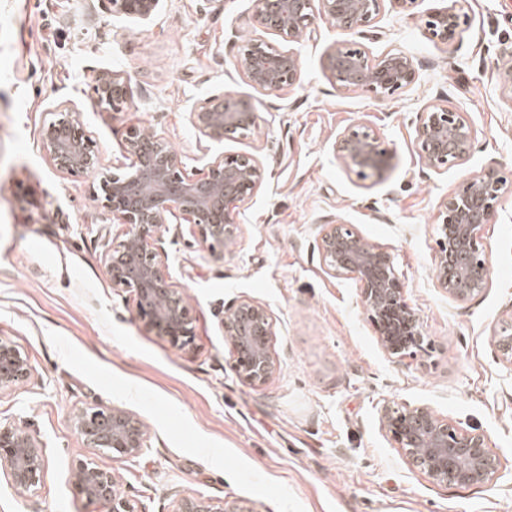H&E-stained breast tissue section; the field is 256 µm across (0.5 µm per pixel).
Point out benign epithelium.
Masks as SVG:
<instances>
[{"label":"benign epithelium","instance_id":"benign-epithelium-1","mask_svg":"<svg viewBox=\"0 0 512 512\" xmlns=\"http://www.w3.org/2000/svg\"><path fill=\"white\" fill-rule=\"evenodd\" d=\"M393 2L410 17L420 0H254V21L267 29L270 11L278 16L271 28L282 48L273 55L262 35L247 41L240 66L247 81L259 91L278 92L300 79L294 44L319 19L339 31L369 27ZM97 9L112 17L151 21L161 0H95ZM451 5L420 16L431 39L452 41L466 19L463 8ZM325 68L340 89H361L381 101L414 85L415 62L400 52L371 55L350 40L336 42L326 54ZM97 103L105 112L128 100V79L118 72L97 74ZM256 109L228 93L224 107L203 106L189 112L199 139L222 142L224 137L250 131L257 124ZM476 140V129L465 113L439 101L418 113L414 148L425 167L441 173L464 164ZM40 147L49 162L66 174L94 175L93 199L123 226L122 239L103 236L102 260L113 287L128 290L136 299L143 325L176 349L193 344L196 317L183 287L170 281L164 269L167 255L150 242L159 231L189 232L206 250L215 253L239 235L236 215L240 204L262 186L266 172L253 154H218L208 160L200 177L186 173V163L167 139L131 126L124 151L129 163L118 168L101 163L90 131L73 117L72 108L58 106L40 130ZM343 167L357 177L382 176L395 156L370 124L347 126L334 145ZM512 196V176L498 168L472 172L437 205L436 265L438 286L455 300H466L488 283L489 258L483 243L484 226L492 223L502 201ZM318 247L325 271L333 278L353 279L359 299L374 324L384 352L399 360L416 359L430 347L416 310L389 249L367 241L352 224H325L318 231ZM238 376L250 385L266 383L277 371L272 312L263 304L243 298L222 317ZM492 340L502 364L512 372V317L493 329ZM33 366L26 352L9 337L0 336V392L27 380ZM75 432L90 448H109L121 459L137 456L147 447L143 423L116 406L76 409L70 416ZM380 425L402 456L432 481L445 484L453 477L460 486L485 485L499 472L500 458L490 437L465 428L424 405L386 403ZM46 445L13 421L0 420V477L13 489L38 494L46 472ZM74 480L88 502L103 512H138L134 502L115 492L117 475L90 459L75 464ZM171 512H254L245 501L226 499L215 505L193 494L172 491Z\"/></svg>","mask_w":512,"mask_h":512}]
</instances>
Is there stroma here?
<instances>
[{"instance_id":"1","label":"stroma","mask_w":512,"mask_h":512,"mask_svg":"<svg viewBox=\"0 0 512 512\" xmlns=\"http://www.w3.org/2000/svg\"><path fill=\"white\" fill-rule=\"evenodd\" d=\"M455 40L430 39L418 19L386 7L352 33L373 55L411 57L417 83L380 102L336 87L324 67L338 32L319 23L302 39L300 80L281 92L252 88L238 66L258 31L252 0H163L145 25L111 19L90 0H0V336L24 349L31 378L0 394V416L37 435L48 466L38 496L0 484V512H100L74 486L77 459L118 476L139 512H170L173 490L255 512H512V376L492 332L512 316V197L484 229L489 284L457 301L435 279L437 205L470 171H512V98L494 70L512 67V0H468ZM129 80L130 98L99 111L100 70ZM256 106L252 133L206 145L192 108L225 92ZM462 108L477 137L469 161L443 174L413 147L419 111L436 96ZM72 104L106 165L125 161L136 125L191 158L251 153L266 179L239 211L223 254L165 235L167 274L196 318L178 350L147 330L131 293L113 288L101 261L102 226L122 233L90 193L91 176L58 172L40 149L49 109ZM373 122L396 149L382 178L347 173L334 153L351 122ZM356 225L390 248L429 354L384 353L358 287L328 276L317 227ZM270 308L277 372L253 386L237 375L221 319L238 297ZM425 405L488 434L501 460L480 487L434 484L394 447L379 422L387 402ZM118 406L149 435L142 454H95L71 428L81 406Z\"/></svg>"}]
</instances>
